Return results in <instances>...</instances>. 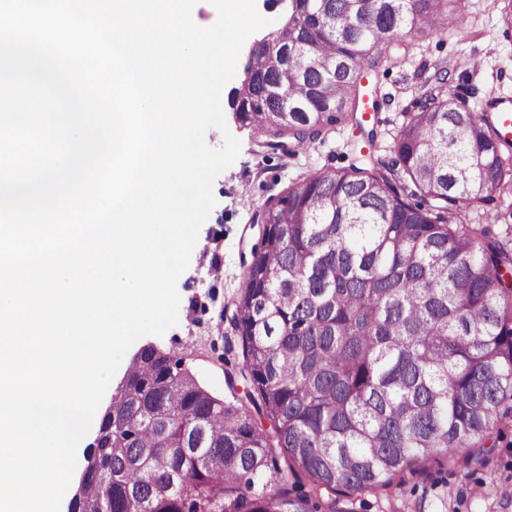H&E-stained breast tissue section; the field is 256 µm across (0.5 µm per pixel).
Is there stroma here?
<instances>
[{"label":"stroma","mask_w":512,"mask_h":512,"mask_svg":"<svg viewBox=\"0 0 512 512\" xmlns=\"http://www.w3.org/2000/svg\"><path fill=\"white\" fill-rule=\"evenodd\" d=\"M462 6L467 24L454 36L433 34L393 45L387 71L378 77L380 106L377 113H364L363 127L340 122L324 143L286 157L260 152L250 128L227 118L240 152L214 181L216 204L198 235L203 246L193 251L178 279L179 322L164 336L140 338L137 347L175 351L210 391L231 400L225 372L241 364L243 356L231 334L230 307L245 281L244 257L258 238L252 226L257 206L280 195L301 174L348 165L366 128L377 131L373 160L390 163L393 137L437 66L453 70L446 91L468 97L472 107H480L492 89L512 98V28L504 25L492 0H462ZM215 256L222 265L217 278L210 273ZM485 457V465L470 467L442 458L431 461L424 471L404 472L388 488L341 498L339 506L342 512H512V494L506 492L512 487V424Z\"/></svg>","instance_id":"obj_1"}]
</instances>
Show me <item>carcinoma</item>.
<instances>
[{
    "instance_id": "cac0c4a2",
    "label": "carcinoma",
    "mask_w": 512,
    "mask_h": 512,
    "mask_svg": "<svg viewBox=\"0 0 512 512\" xmlns=\"http://www.w3.org/2000/svg\"><path fill=\"white\" fill-rule=\"evenodd\" d=\"M253 49L235 119L288 151L369 106L364 84L406 37L451 31L461 0H290ZM436 78L386 167L302 175L263 224L231 326L235 405L148 345L112 397L73 512H325L438 454L475 461L512 421V244L476 224L512 194L496 102ZM311 493L297 491L300 477Z\"/></svg>"
}]
</instances>
